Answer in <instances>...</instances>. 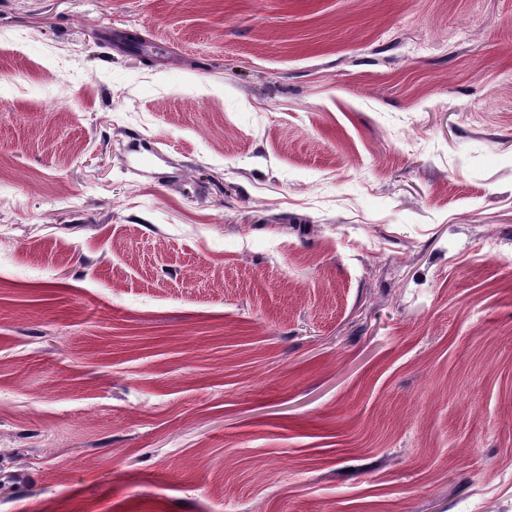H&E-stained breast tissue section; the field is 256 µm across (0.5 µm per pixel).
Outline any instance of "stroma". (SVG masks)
Returning a JSON list of instances; mask_svg holds the SVG:
<instances>
[{
  "mask_svg": "<svg viewBox=\"0 0 512 512\" xmlns=\"http://www.w3.org/2000/svg\"><path fill=\"white\" fill-rule=\"evenodd\" d=\"M378 504L512 512V0H0V512Z\"/></svg>",
  "mask_w": 512,
  "mask_h": 512,
  "instance_id": "obj_1",
  "label": "stroma"
}]
</instances>
